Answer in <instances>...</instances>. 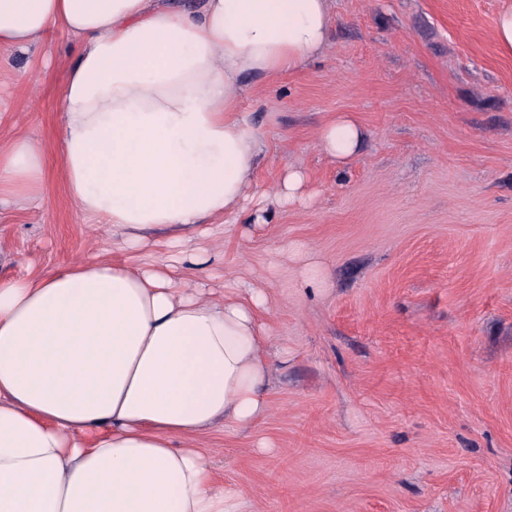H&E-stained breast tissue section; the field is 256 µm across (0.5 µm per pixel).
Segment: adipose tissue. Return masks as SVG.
<instances>
[{
    "instance_id": "1",
    "label": "adipose tissue",
    "mask_w": 512,
    "mask_h": 512,
    "mask_svg": "<svg viewBox=\"0 0 512 512\" xmlns=\"http://www.w3.org/2000/svg\"><path fill=\"white\" fill-rule=\"evenodd\" d=\"M330 25V0H0V49L78 44L55 139L0 138V202L40 201L55 154L78 213L129 255L0 279V512H241L197 440L268 416V298L179 270L203 266L198 238L220 254L228 218L247 215L248 236L270 205H313L294 167L256 190L241 81L302 69ZM363 139L346 113L318 131L341 166Z\"/></svg>"
}]
</instances>
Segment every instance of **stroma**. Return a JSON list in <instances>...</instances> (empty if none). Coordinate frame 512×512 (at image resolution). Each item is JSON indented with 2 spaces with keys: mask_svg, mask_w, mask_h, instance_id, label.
I'll list each match as a JSON object with an SVG mask.
<instances>
[{
  "mask_svg": "<svg viewBox=\"0 0 512 512\" xmlns=\"http://www.w3.org/2000/svg\"><path fill=\"white\" fill-rule=\"evenodd\" d=\"M329 43L301 71L245 80L263 134L256 187L290 166L317 193L224 236L207 270L269 298L271 412L256 436L201 444L245 512H512V56L494 28L512 0H332ZM0 49V131L53 140L63 68ZM366 133L338 167L319 128ZM40 208H0L18 275L86 255L85 223L48 160ZM328 274L311 286L305 255ZM271 442L256 448L257 438Z\"/></svg>",
  "mask_w": 512,
  "mask_h": 512,
  "instance_id": "1",
  "label": "stroma"
}]
</instances>
